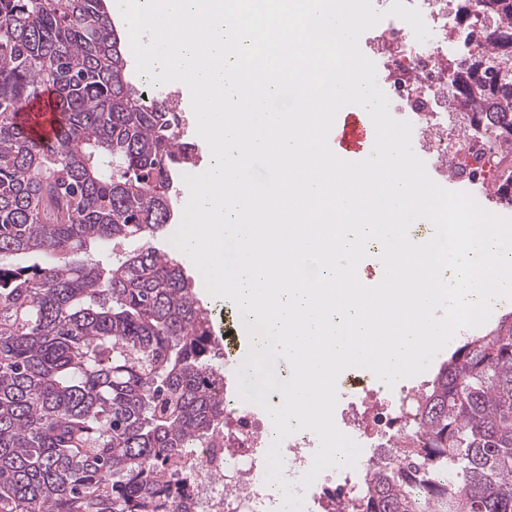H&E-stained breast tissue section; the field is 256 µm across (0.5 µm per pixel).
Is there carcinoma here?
Returning a JSON list of instances; mask_svg holds the SVG:
<instances>
[{
	"label": "carcinoma",
	"instance_id": "cac0c4a2",
	"mask_svg": "<svg viewBox=\"0 0 512 512\" xmlns=\"http://www.w3.org/2000/svg\"><path fill=\"white\" fill-rule=\"evenodd\" d=\"M478 2L512 49V0ZM459 89L471 112L495 95L512 149V73L474 64ZM47 90L51 145L17 118ZM181 124L106 0H0V512H188L184 456L224 425L210 313L149 245L77 259L171 223ZM350 512H512V315L442 363Z\"/></svg>",
	"mask_w": 512,
	"mask_h": 512
}]
</instances>
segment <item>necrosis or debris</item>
<instances>
[{
    "mask_svg": "<svg viewBox=\"0 0 512 512\" xmlns=\"http://www.w3.org/2000/svg\"><path fill=\"white\" fill-rule=\"evenodd\" d=\"M417 8L431 32L418 42L412 28L399 18L375 26L363 35L364 44L377 54L384 72V91L392 115L411 122L418 155L437 177L449 165L464 171L473 195L487 182L486 159L499 156V126L476 120L473 113L452 110L455 73L478 61L490 67L497 59L486 51L495 26L492 14L480 13L475 0H405ZM469 22H460L462 14ZM237 361L224 359V432L195 449L189 462L193 491L191 512H283L282 491L265 481L266 460L261 448L273 441L261 415L241 405L233 387ZM382 392L363 387L351 402L345 427L362 432L378 427Z\"/></svg>",
    "mask_w": 512,
    "mask_h": 512,
    "instance_id": "1",
    "label": "necrosis or debris"
}]
</instances>
